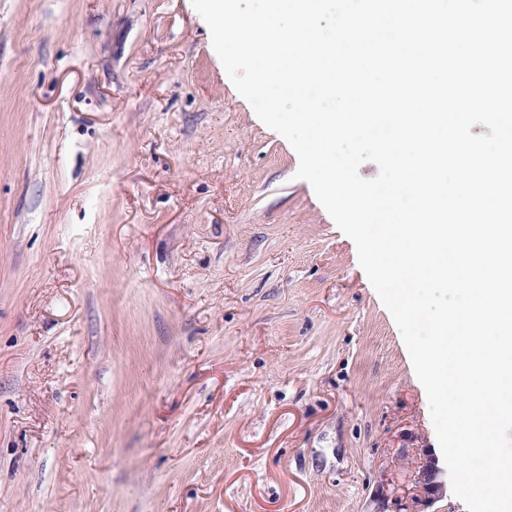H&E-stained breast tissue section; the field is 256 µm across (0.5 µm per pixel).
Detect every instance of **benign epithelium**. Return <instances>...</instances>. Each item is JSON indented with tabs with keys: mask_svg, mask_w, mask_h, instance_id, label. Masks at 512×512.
Listing matches in <instances>:
<instances>
[{
	"mask_svg": "<svg viewBox=\"0 0 512 512\" xmlns=\"http://www.w3.org/2000/svg\"><path fill=\"white\" fill-rule=\"evenodd\" d=\"M448 491V480L427 449L416 454L404 479L386 478L377 490L376 512H425Z\"/></svg>",
	"mask_w": 512,
	"mask_h": 512,
	"instance_id": "benign-epithelium-1",
	"label": "benign epithelium"
}]
</instances>
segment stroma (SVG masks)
I'll list each match as a JSON object with an SVG mask.
<instances>
[{
    "label": "stroma",
    "instance_id": "stroma-1",
    "mask_svg": "<svg viewBox=\"0 0 512 512\" xmlns=\"http://www.w3.org/2000/svg\"><path fill=\"white\" fill-rule=\"evenodd\" d=\"M192 0H0V512H374L435 427Z\"/></svg>",
    "mask_w": 512,
    "mask_h": 512
}]
</instances>
